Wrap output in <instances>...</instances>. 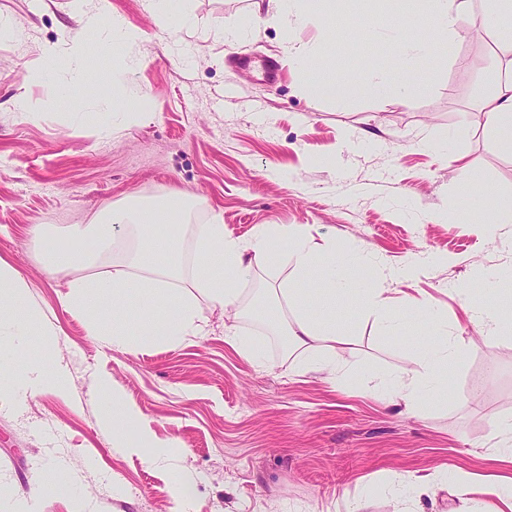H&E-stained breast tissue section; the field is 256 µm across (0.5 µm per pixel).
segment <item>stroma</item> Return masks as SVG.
<instances>
[{
	"label": "stroma",
	"mask_w": 512,
	"mask_h": 512,
	"mask_svg": "<svg viewBox=\"0 0 512 512\" xmlns=\"http://www.w3.org/2000/svg\"><path fill=\"white\" fill-rule=\"evenodd\" d=\"M71 2L0 0L15 22L0 34V259L22 274L37 316L23 358L49 355L68 379L0 399V512L23 496L40 512H347L358 502L365 512H512L488 489L512 476L498 459L499 428L512 420V324L491 331L475 316L512 291V224L486 225L512 203V156L474 118L498 53L482 0L449 50L399 16L397 0H335L288 29L252 22L253 0H170L163 23L145 0H108L112 18L143 32L130 45L87 31ZM184 10L193 28L168 37ZM392 26L426 46L411 66L396 59ZM82 30L94 79L75 112L67 74L42 77L41 49L68 52ZM289 42L305 46L302 62L283 54ZM256 61L281 78L265 81ZM316 78L345 96L316 94ZM464 162L480 184L467 186ZM180 193L198 199L182 220L184 286L196 275L194 227L213 214L244 242L264 227H310L321 245L372 255L380 267L365 285L385 289L391 308L431 302L460 348L447 386L405 404L395 385L439 338L409 312L392 326L347 301L336 307L345 347L332 371L314 367L318 351L207 304L206 335L148 349L99 343L61 299L118 254L48 270L47 251L114 206ZM38 225L55 239L37 241ZM230 329L259 357L227 343ZM101 380L139 413L151 446L113 447L93 391ZM53 469L70 495H41ZM181 478L193 487L184 499Z\"/></svg>",
	"instance_id": "stroma-1"
}]
</instances>
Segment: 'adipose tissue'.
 <instances>
[{"instance_id":"ef3b65f1","label":"adipose tissue","mask_w":512,"mask_h":512,"mask_svg":"<svg viewBox=\"0 0 512 512\" xmlns=\"http://www.w3.org/2000/svg\"><path fill=\"white\" fill-rule=\"evenodd\" d=\"M473 0H405L406 12L419 21L434 27L441 38L460 35L471 13ZM493 19L495 30L502 32L497 66L502 75L495 90L481 103L479 117L482 125L492 131L499 149L512 156V0H484ZM159 212L149 206L136 210H114L106 223L73 226L66 239L71 248L49 255L50 268L67 267L97 257L112 246L126 247L130 257L126 264L115 267L106 277L73 280L64 297L66 307L84 311L90 320L104 317L111 306L124 300L129 291H136L140 307L112 339H129L145 345L173 344L187 336L204 331L200 314L201 302L240 314L243 300L239 283L249 276L253 265L265 260L271 245L280 239L288 241V261L294 272L304 276L319 271L328 287L317 302H310L292 282L281 287L261 289L253 298L268 304L289 308L292 317L282 329L293 347L316 348L329 359H336L340 340L336 333V299L349 297L367 314L383 310L387 299L383 290L364 287L356 272L360 263L351 262L347 252L324 247L313 236L298 228L280 227L258 231L249 243L243 244L224 234L221 222L199 224L195 227L197 278L193 288L181 292V240L170 235L141 236V229L158 222ZM120 224L136 234V244L115 240L113 225ZM0 302L9 303L17 312L16 333L28 335L35 314L25 303V284L18 271L0 259ZM456 354L449 343L429 351L422 363L420 380L402 378L398 385L404 401L410 402L420 388L446 384L448 368ZM62 389L63 375L49 373L43 359L21 363L13 349L0 347V391L19 394L21 388ZM97 392L102 399L103 415L112 426V444L119 448L129 445L128 434L138 429V415L126 405L122 396L106 381L99 382Z\"/></svg>"}]
</instances>
